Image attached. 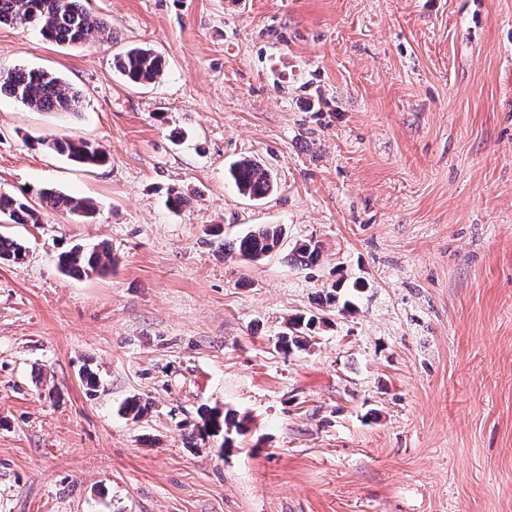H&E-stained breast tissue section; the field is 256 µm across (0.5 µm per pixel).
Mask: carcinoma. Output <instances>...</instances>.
Segmentation results:
<instances>
[{"instance_id":"1","label":"carcinoma","mask_w":512,"mask_h":512,"mask_svg":"<svg viewBox=\"0 0 512 512\" xmlns=\"http://www.w3.org/2000/svg\"><path fill=\"white\" fill-rule=\"evenodd\" d=\"M0 24L19 27L36 26L43 37L57 44L82 45L94 38L112 39V26L108 21L88 11L83 0H0ZM165 63L152 49L139 45L127 47L114 58L115 69L133 86L152 83L163 72ZM4 92L22 104L44 112H75L80 104V94L58 75L46 71L14 68L0 71V92ZM36 143L66 157L84 168H95L107 161L106 154L80 138L45 136ZM229 178L242 196L251 200L268 197L277 187L273 173L260 161L242 158L228 171ZM41 206L63 211L79 219H88L95 211L87 199L78 198L53 188L36 192ZM6 216L15 224H36L39 216L25 197L0 194V216ZM286 240V229L281 224H258L245 235L236 239L228 251L246 262H258L280 251ZM294 260L300 265L314 266L321 258L317 241L309 240L292 250ZM26 257L25 246L0 236V259L19 263ZM115 258L112 250L98 243L89 248L74 246L57 255V267L65 273H78L87 277L112 271ZM317 316L296 315L288 319L287 330L280 333L275 348L284 352L306 348L313 336ZM121 411L134 418L142 417L147 405L133 396L126 399ZM202 424L197 426L198 436H216L224 433L225 448L233 447L231 433L244 435L248 432V420L238 418L228 411L220 414L208 407L201 408Z\"/></svg>"}]
</instances>
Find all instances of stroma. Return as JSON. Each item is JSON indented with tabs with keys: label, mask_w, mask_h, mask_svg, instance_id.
Listing matches in <instances>:
<instances>
[{
	"label": "stroma",
	"mask_w": 512,
	"mask_h": 512,
	"mask_svg": "<svg viewBox=\"0 0 512 512\" xmlns=\"http://www.w3.org/2000/svg\"><path fill=\"white\" fill-rule=\"evenodd\" d=\"M88 7L111 41L0 25V70L81 95L70 114L0 96V193L96 207L0 220L26 247L0 260V512H512V0ZM131 44L166 62L148 86L113 67ZM246 156L276 176L265 200L228 177ZM257 224L285 225L281 251L225 254ZM308 239L312 267L291 254ZM98 242L111 272L58 269ZM356 280L309 350L275 349ZM132 396L148 415L119 413ZM203 404L248 433L189 445ZM36 143L84 168H95L107 161L102 150L80 138L45 136L38 137ZM35 194L41 202L42 208L67 212L79 219H88L95 211L94 205L89 200L53 188H42Z\"/></svg>",
	"instance_id": "obj_1"
}]
</instances>
